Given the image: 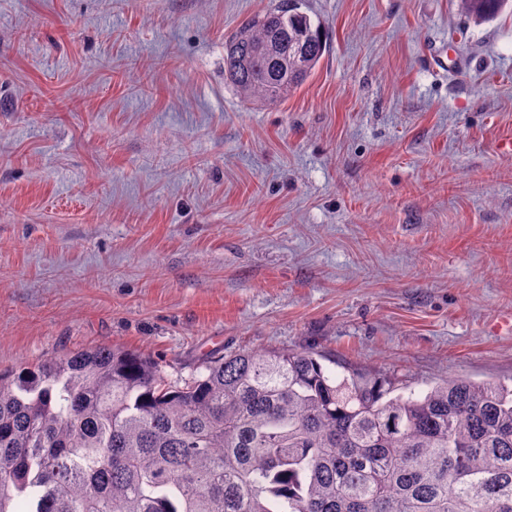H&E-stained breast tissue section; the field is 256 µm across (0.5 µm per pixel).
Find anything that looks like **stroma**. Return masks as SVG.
Masks as SVG:
<instances>
[{
	"label": "stroma",
	"instance_id": "35a3bbf8",
	"mask_svg": "<svg viewBox=\"0 0 512 512\" xmlns=\"http://www.w3.org/2000/svg\"><path fill=\"white\" fill-rule=\"evenodd\" d=\"M269 4L0 0V367L113 346L180 385L295 349L404 394L512 382V17L305 0L327 53L267 106L224 36Z\"/></svg>",
	"mask_w": 512,
	"mask_h": 512
}]
</instances>
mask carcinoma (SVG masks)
<instances>
[{
    "mask_svg": "<svg viewBox=\"0 0 512 512\" xmlns=\"http://www.w3.org/2000/svg\"><path fill=\"white\" fill-rule=\"evenodd\" d=\"M475 22L512 0H457ZM327 49L302 0L224 36L240 96L288 98ZM0 512H512V387L423 396L316 355L238 351L181 386L100 346L0 368Z\"/></svg>",
    "mask_w": 512,
    "mask_h": 512,
    "instance_id": "1",
    "label": "carcinoma"
}]
</instances>
